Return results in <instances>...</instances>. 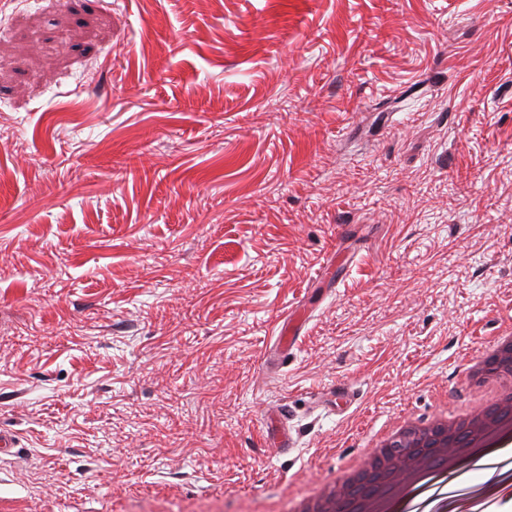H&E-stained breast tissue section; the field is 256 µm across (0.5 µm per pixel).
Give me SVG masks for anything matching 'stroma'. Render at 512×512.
I'll use <instances>...</instances> for the list:
<instances>
[{"label":"stroma","mask_w":512,"mask_h":512,"mask_svg":"<svg viewBox=\"0 0 512 512\" xmlns=\"http://www.w3.org/2000/svg\"><path fill=\"white\" fill-rule=\"evenodd\" d=\"M509 321L512 0H0L1 495L274 512ZM305 320L304 312L301 309H295L276 322L274 333L276 356L273 359L276 367L278 365L283 369L286 366L288 356L297 344ZM355 400V394L347 384L336 383V386L314 395L313 403L327 413L341 415L353 405ZM265 431L268 436L278 439L280 448H294V439L290 428L287 424V419L282 409L276 408L269 414L264 416Z\"/></svg>","instance_id":"1"}]
</instances>
